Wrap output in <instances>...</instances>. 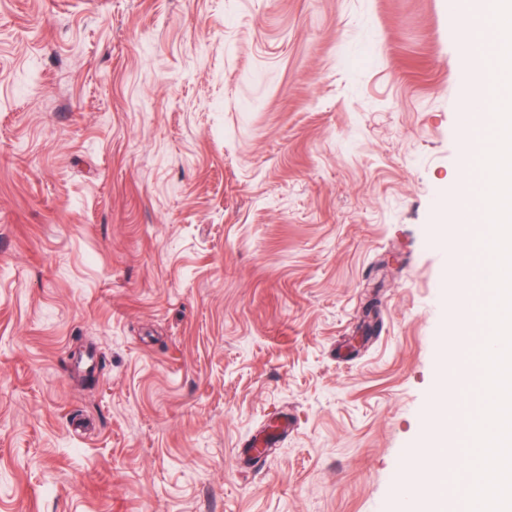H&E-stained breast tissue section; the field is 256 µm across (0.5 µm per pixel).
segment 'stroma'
I'll list each match as a JSON object with an SVG mask.
<instances>
[{
    "mask_svg": "<svg viewBox=\"0 0 512 512\" xmlns=\"http://www.w3.org/2000/svg\"><path fill=\"white\" fill-rule=\"evenodd\" d=\"M448 0H0V512H433L465 397ZM287 414L266 457L243 445Z\"/></svg>",
    "mask_w": 512,
    "mask_h": 512,
    "instance_id": "1",
    "label": "stroma"
}]
</instances>
